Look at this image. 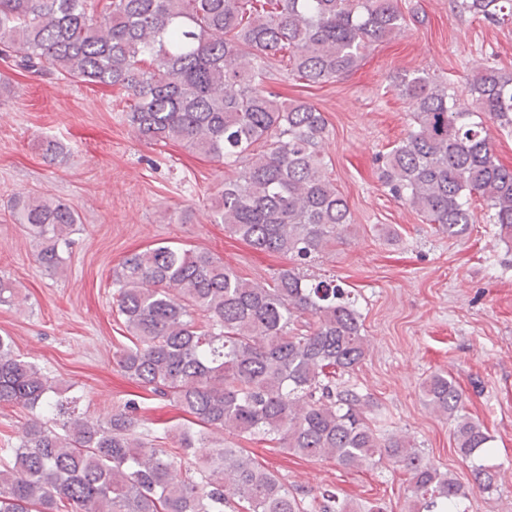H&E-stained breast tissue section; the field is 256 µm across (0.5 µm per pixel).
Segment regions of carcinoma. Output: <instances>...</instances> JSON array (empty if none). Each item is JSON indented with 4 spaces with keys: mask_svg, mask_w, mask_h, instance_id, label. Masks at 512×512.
<instances>
[{
    "mask_svg": "<svg viewBox=\"0 0 512 512\" xmlns=\"http://www.w3.org/2000/svg\"><path fill=\"white\" fill-rule=\"evenodd\" d=\"M0 0V54L28 72L125 91L127 121L149 144L180 143L224 162L234 176L213 221L254 250L293 265L260 285L215 254L157 245L124 258L112 285L131 345L116 352L125 376L189 416L181 460L138 432L133 407L105 419L62 414L65 389L0 336V402L31 413L0 467V512H354L332 489L288 488L241 448L209 445V432L274 442L346 468L383 460L409 475L414 512H461L465 493L405 435L379 433L373 401L336 385L367 350L352 291L301 266L351 223L320 149L326 118L268 87L288 51L289 75L309 86L356 70L375 43L407 21L394 0ZM490 25L512 22V0H455ZM412 109L404 136L382 157L388 193L450 237L473 224L484 199L500 240L512 242V166L500 162L488 123L512 125V73L475 67L472 108L424 71L394 81ZM15 223L37 243L45 270L63 269L79 223L68 204L19 198ZM426 405L455 423V453L474 484L496 487L500 466L485 425L466 412L442 372L422 384Z\"/></svg>",
    "mask_w": 512,
    "mask_h": 512,
    "instance_id": "carcinoma-1",
    "label": "carcinoma"
}]
</instances>
